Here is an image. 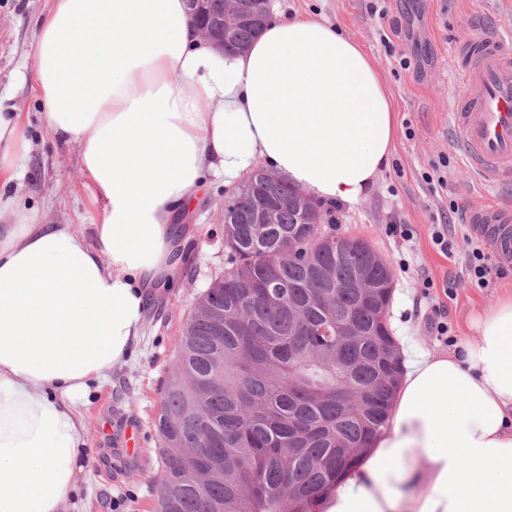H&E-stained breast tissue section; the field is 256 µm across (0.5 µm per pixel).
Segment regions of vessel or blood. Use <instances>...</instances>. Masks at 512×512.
<instances>
[{
  "label": "vessel or blood",
  "mask_w": 512,
  "mask_h": 512,
  "mask_svg": "<svg viewBox=\"0 0 512 512\" xmlns=\"http://www.w3.org/2000/svg\"><path fill=\"white\" fill-rule=\"evenodd\" d=\"M494 27L459 44L458 93L448 114V142L484 178L512 185V52ZM468 221L498 257L512 260V206L470 210Z\"/></svg>",
  "instance_id": "b4317fda"
}]
</instances>
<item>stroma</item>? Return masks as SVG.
Wrapping results in <instances>:
<instances>
[{
	"mask_svg": "<svg viewBox=\"0 0 512 512\" xmlns=\"http://www.w3.org/2000/svg\"><path fill=\"white\" fill-rule=\"evenodd\" d=\"M50 5L51 0H0V90L10 92L31 142L26 176L14 188L40 223L72 224L91 239L102 212L85 189L80 147L49 132L31 80L21 76L36 22ZM271 9L340 26L371 56L393 101L395 150L374 189L355 209L323 203L319 210L325 231L364 238L391 264L396 279L390 324L402 357L448 351L427 327L426 316L435 306L445 311L455 340L474 339L472 316L512 290V268L489 287H477L466 275L465 256L448 260L431 233L444 222L465 224L472 208L512 202V187L480 178L465 165L448 145L444 116L456 89V42L488 25L512 32V0H272ZM435 166L445 185L427 181L426 172ZM223 200V184L212 181L185 210L177 280L153 290L136 353L100 389L91 390L81 407L88 464L76 476L73 512H154L162 468L155 425L162 388L174 367L183 324L224 269ZM453 202L459 206L454 213ZM392 224L410 225L412 239L390 233ZM423 278L433 280L430 291L417 288ZM129 425L142 431L139 451L132 455L121 442Z\"/></svg>",
	"mask_w": 512,
	"mask_h": 512,
	"instance_id": "1",
	"label": "stroma"
}]
</instances>
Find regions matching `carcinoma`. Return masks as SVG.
<instances>
[{
  "instance_id": "1",
  "label": "carcinoma",
  "mask_w": 512,
  "mask_h": 512,
  "mask_svg": "<svg viewBox=\"0 0 512 512\" xmlns=\"http://www.w3.org/2000/svg\"><path fill=\"white\" fill-rule=\"evenodd\" d=\"M243 24L229 46L247 47ZM249 182L224 200L245 216ZM293 237L298 254L280 256ZM224 225L230 267L198 298L185 322L157 428L162 479L155 512H321L325 494L388 426L403 373L389 323L394 275L365 239L325 242L287 204L266 224ZM367 273L366 296L354 277ZM268 277L285 303L250 285ZM350 311L355 336H323L321 325ZM390 378L374 398L364 394Z\"/></svg>"
}]
</instances>
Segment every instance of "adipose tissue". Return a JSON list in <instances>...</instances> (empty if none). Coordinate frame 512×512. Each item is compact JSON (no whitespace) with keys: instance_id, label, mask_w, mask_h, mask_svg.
Returning a JSON list of instances; mask_svg holds the SVG:
<instances>
[{"instance_id":"adipose-tissue-1","label":"adipose tissue","mask_w":512,"mask_h":512,"mask_svg":"<svg viewBox=\"0 0 512 512\" xmlns=\"http://www.w3.org/2000/svg\"><path fill=\"white\" fill-rule=\"evenodd\" d=\"M29 60L45 124L79 143L103 220L90 240L39 223L12 192L30 143L0 93V512H65L78 406L142 338L152 289L175 275L174 221L203 181L237 188L260 161L353 208L397 122L364 48L309 15L227 52L185 0H51ZM471 327L461 351L407 366L388 427L324 512H512V293Z\"/></svg>"}]
</instances>
